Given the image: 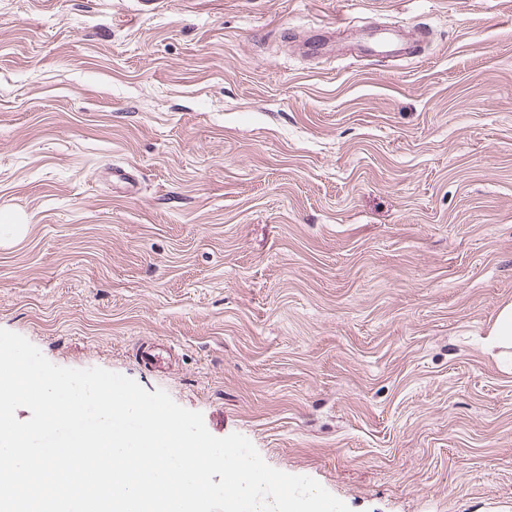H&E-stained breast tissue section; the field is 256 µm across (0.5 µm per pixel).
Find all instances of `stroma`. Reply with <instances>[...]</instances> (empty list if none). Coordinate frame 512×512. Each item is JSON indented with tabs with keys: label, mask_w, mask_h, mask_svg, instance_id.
<instances>
[{
	"label": "stroma",
	"mask_w": 512,
	"mask_h": 512,
	"mask_svg": "<svg viewBox=\"0 0 512 512\" xmlns=\"http://www.w3.org/2000/svg\"><path fill=\"white\" fill-rule=\"evenodd\" d=\"M382 23L427 39L293 41ZM5 219L0 328L53 364L351 512H512V0H0ZM488 336H492L490 350L512 346V303L506 304L498 312Z\"/></svg>",
	"instance_id": "obj_1"
}]
</instances>
